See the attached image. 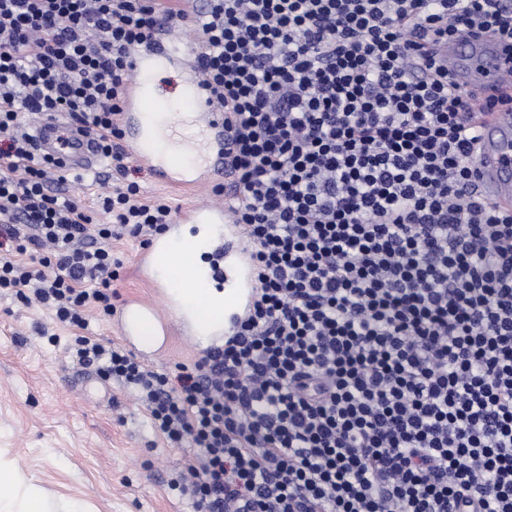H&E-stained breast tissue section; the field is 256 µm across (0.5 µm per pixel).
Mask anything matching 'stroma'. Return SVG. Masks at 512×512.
Listing matches in <instances>:
<instances>
[{"mask_svg":"<svg viewBox=\"0 0 512 512\" xmlns=\"http://www.w3.org/2000/svg\"><path fill=\"white\" fill-rule=\"evenodd\" d=\"M126 178L176 213L220 200L210 189L165 187L134 160ZM140 250L131 237L112 244L121 262L114 307L150 294L135 274ZM75 334L37 303L0 293V464L22 472L51 512L73 505L83 512H195L189 495L173 487L193 448L167 444L130 389L75 365L68 353Z\"/></svg>","mask_w":512,"mask_h":512,"instance_id":"35a3bbf8","label":"stroma"}]
</instances>
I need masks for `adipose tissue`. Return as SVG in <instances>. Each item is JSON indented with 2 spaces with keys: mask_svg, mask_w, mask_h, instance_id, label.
I'll use <instances>...</instances> for the list:
<instances>
[{
  "mask_svg": "<svg viewBox=\"0 0 512 512\" xmlns=\"http://www.w3.org/2000/svg\"><path fill=\"white\" fill-rule=\"evenodd\" d=\"M199 262V251L186 246L175 247L166 259V274L190 294L200 322L207 324L222 318L224 296L196 284L194 270ZM0 512H47L46 499L22 474L0 468Z\"/></svg>",
  "mask_w": 512,
  "mask_h": 512,
  "instance_id": "adipose-tissue-1",
  "label": "adipose tissue"
}]
</instances>
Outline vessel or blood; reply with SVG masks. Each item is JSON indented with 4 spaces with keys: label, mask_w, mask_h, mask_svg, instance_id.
Returning <instances> with one entry per match:
<instances>
[{
    "label": "vessel or blood",
    "mask_w": 512,
    "mask_h": 512,
    "mask_svg": "<svg viewBox=\"0 0 512 512\" xmlns=\"http://www.w3.org/2000/svg\"><path fill=\"white\" fill-rule=\"evenodd\" d=\"M501 40H482L464 34L438 44L436 54L451 60L462 88L479 87L488 98L512 94V57ZM127 66L131 81L123 106V139L132 146L136 160L153 171L163 184L210 188L224 181V115L211 103L194 48L175 44L171 31L152 38L130 53ZM181 76L177 104L150 91L156 67ZM481 146L471 161L476 189L482 197L512 205V111L489 107L486 101L470 108ZM42 155L53 157L67 173L93 169L98 157L93 142L76 125L62 119L43 120L35 128ZM196 224L209 231L216 260L201 280L202 285L223 290L224 323L210 333L208 350L223 347L234 336L238 323L249 311L254 293L249 249L240 243L237 224L228 208L204 203L183 210L179 223L169 225L168 235L153 238L138 258L141 277L159 291L158 303L126 302L119 311V330L124 339L136 342L143 321L158 333L180 334L195 340L197 333L183 297L172 294L156 264L181 224Z\"/></svg>",
    "instance_id": "b4317fda"
}]
</instances>
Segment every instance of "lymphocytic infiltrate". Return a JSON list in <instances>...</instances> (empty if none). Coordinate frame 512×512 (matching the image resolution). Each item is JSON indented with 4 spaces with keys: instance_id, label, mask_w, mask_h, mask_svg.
<instances>
[{
    "instance_id": "lymphocytic-infiltrate-1",
    "label": "lymphocytic infiltrate",
    "mask_w": 512,
    "mask_h": 512,
    "mask_svg": "<svg viewBox=\"0 0 512 512\" xmlns=\"http://www.w3.org/2000/svg\"><path fill=\"white\" fill-rule=\"evenodd\" d=\"M165 19L196 33L258 282L233 339L171 375L81 333L112 313L110 241L171 206L52 191L22 129L65 116L126 173V59ZM465 30L512 43V0H0V289L195 448L197 512H512V209L473 189L470 95L434 54Z\"/></svg>"
}]
</instances>
